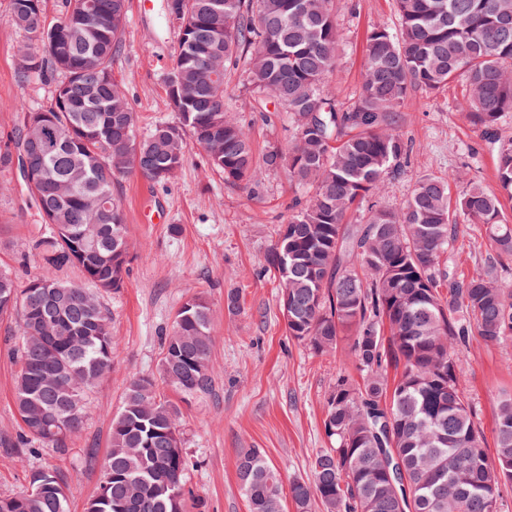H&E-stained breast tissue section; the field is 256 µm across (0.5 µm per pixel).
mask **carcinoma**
I'll use <instances>...</instances> for the list:
<instances>
[{
	"label": "carcinoma",
	"instance_id": "carcinoma-1",
	"mask_svg": "<svg viewBox=\"0 0 512 512\" xmlns=\"http://www.w3.org/2000/svg\"><path fill=\"white\" fill-rule=\"evenodd\" d=\"M398 27L366 33L363 81L348 109L326 76L340 34L333 0H166L178 41L165 77L176 120L142 135L113 73L127 0H62L47 20L44 0H9L12 24L38 42L18 51L21 81L53 84L43 107L21 104L0 145V170L30 169L27 184L45 235L35 249L46 269L23 289L0 273V316L19 318L14 402L24 431L0 439L15 455L33 445L64 455L83 424L87 394L112 366L115 340L100 295L124 286L133 259L113 185L135 174L170 181L198 147L224 182L260 199L264 173L284 169L305 190L288 206L268 270L278 275L288 335L319 354L349 341L364 373L340 375L327 398L324 430L335 446L316 454L311 478L283 489L259 448H242L236 474L248 512H497L512 483V397L498 404L495 448L460 388L459 354L470 338H512V288L494 272L512 262V140L495 155L498 189L469 181L456 199L427 177L399 207L370 203L402 168L410 145L392 129L413 90L437 93L463 81L459 108L490 132L512 112V0H395ZM244 66L253 99L286 112L294 136L257 162L249 129L225 103L227 76ZM368 204L366 223H346ZM484 228L486 270L458 274L451 256L460 224ZM78 267L80 282L54 272ZM163 382L132 380L112 416L103 479L85 512H187L188 456L180 403L213 392L212 310L187 298L163 339ZM395 371L389 377V371ZM0 512H70L68 478L35 470L28 488L0 496Z\"/></svg>",
	"mask_w": 512,
	"mask_h": 512
}]
</instances>
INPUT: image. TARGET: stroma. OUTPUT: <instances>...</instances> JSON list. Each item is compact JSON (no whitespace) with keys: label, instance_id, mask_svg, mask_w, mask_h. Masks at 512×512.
<instances>
[{"label":"stroma","instance_id":"35a3bbf8","mask_svg":"<svg viewBox=\"0 0 512 512\" xmlns=\"http://www.w3.org/2000/svg\"><path fill=\"white\" fill-rule=\"evenodd\" d=\"M340 31L339 63L330 73L337 107L354 102L362 82L365 34L377 24L397 26L393 0H335ZM9 0H0V141L10 135L19 99L40 107L50 101L51 87L21 83L16 54L26 38L9 19ZM165 0H129L123 46L115 78L125 87L140 132L159 121L174 120L165 107L164 78L178 32L164 24ZM241 73L227 83V102L250 129L256 154L268 146L287 145L293 126L286 114L265 119L244 90ZM463 87L439 93L411 92L398 114L395 131L414 149L401 174L386 177L381 202L400 206L417 181L430 175L447 179L450 196H458L467 179L496 189L494 154L512 139V112L504 113L495 134L473 126L456 108ZM267 192L256 200L226 185L201 151L190 150L176 177L154 184L139 176L120 178L113 194L125 213L135 245L125 284L105 295L116 347L112 367L88 394L81 432L61 456L52 449L18 459L0 450V496L24 491L38 469L68 475L71 512H84L103 479L100 464L87 460L88 449L105 455L112 416L136 376L158 377L163 338L176 312L190 296L208 299L212 309V395L182 403V432L192 464L186 482L208 502V512H247L235 459L240 449H263L283 483L308 479L311 463L330 447L323 419L337 375L361 381L363 374L347 345L319 355L290 338L279 302L278 282L265 268V256L278 238L296 195L285 171L265 174ZM36 202L16 173H0V271L25 286L43 272L33 242L40 236ZM487 245L477 225H462L456 258L469 273L483 271ZM239 295L238 311H228V293ZM16 317H0V437H16L22 424L14 405L19 365L12 355L18 341ZM461 388L480 425L486 448L494 446L497 405L512 393V340L498 346L471 337L459 362Z\"/></svg>","mask_w":512,"mask_h":512}]
</instances>
